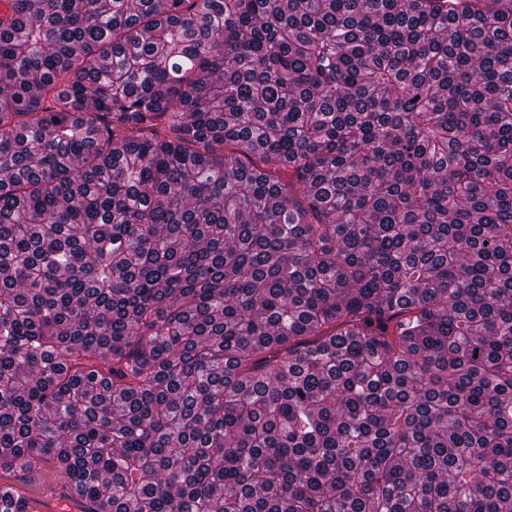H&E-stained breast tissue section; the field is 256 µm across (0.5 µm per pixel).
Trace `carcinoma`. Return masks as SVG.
<instances>
[{
	"mask_svg": "<svg viewBox=\"0 0 512 512\" xmlns=\"http://www.w3.org/2000/svg\"><path fill=\"white\" fill-rule=\"evenodd\" d=\"M512 512V0H11L0 512ZM61 492V481L60 479L51 472L46 473L42 480L38 482L34 488L32 495L39 499L48 502L53 505L56 502H60Z\"/></svg>",
	"mask_w": 512,
	"mask_h": 512,
	"instance_id": "carcinoma-1",
	"label": "carcinoma"
}]
</instances>
